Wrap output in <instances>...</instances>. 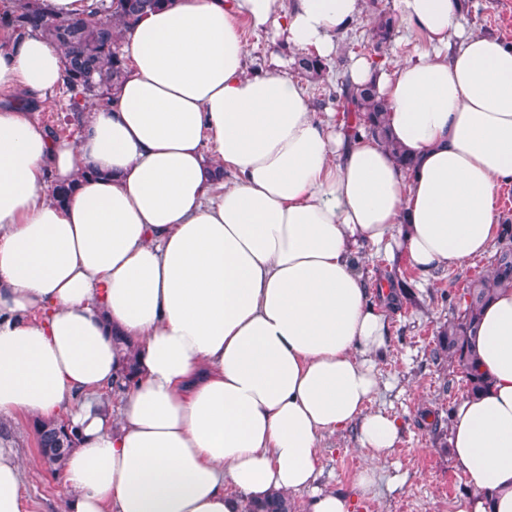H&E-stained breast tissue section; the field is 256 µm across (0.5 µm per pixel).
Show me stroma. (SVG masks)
Returning <instances> with one entry per match:
<instances>
[{
    "instance_id": "35a3bbf8",
    "label": "stroma",
    "mask_w": 512,
    "mask_h": 512,
    "mask_svg": "<svg viewBox=\"0 0 512 512\" xmlns=\"http://www.w3.org/2000/svg\"><path fill=\"white\" fill-rule=\"evenodd\" d=\"M468 20L474 32L512 42V0H470ZM371 28L372 14L363 12L339 38L330 64L333 71H342L353 56L375 57L388 67L396 58L426 46L423 36L401 28L378 55L371 46ZM492 259L488 253L428 277L402 258L376 254L366 259L367 276L391 279L402 290V299L392 310L390 351L378 362L384 386L370 404L371 409L396 416L402 433L396 448L381 460L377 485L358 512H454L457 502L469 496L448 445L452 412L466 393L465 383L456 367L438 354V332L468 283L486 274ZM31 423L28 416L15 422L17 453L29 462L22 474L24 512H61L64 475L42 460ZM322 446V488L355 496V475L367 450L359 448L351 431L326 437Z\"/></svg>"
}]
</instances>
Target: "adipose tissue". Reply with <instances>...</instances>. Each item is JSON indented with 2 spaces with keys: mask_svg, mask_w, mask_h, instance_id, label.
Instances as JSON below:
<instances>
[{
  "mask_svg": "<svg viewBox=\"0 0 512 512\" xmlns=\"http://www.w3.org/2000/svg\"><path fill=\"white\" fill-rule=\"evenodd\" d=\"M398 4L427 50L343 80L375 82L409 173L286 64L250 70L238 28L328 60L362 0H168L122 30L124 79L72 142L0 103V424L77 428L63 512H252L304 490L306 512H354L317 485L322 439L352 429L380 457L402 429L369 408L401 294L373 298L361 260L429 275L487 254L512 182V46L469 31L460 0ZM63 83L59 47L0 31V92ZM473 347L489 385L453 412L456 512H512L511 288ZM22 471L1 434L0 512H24Z\"/></svg>",
  "mask_w": 512,
  "mask_h": 512,
  "instance_id": "ef3b65f1",
  "label": "adipose tissue"
}]
</instances>
